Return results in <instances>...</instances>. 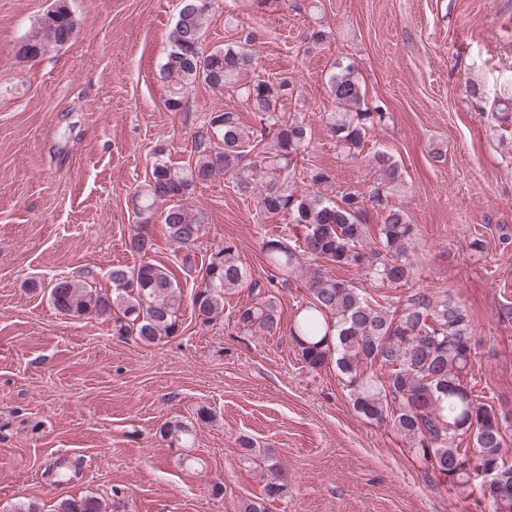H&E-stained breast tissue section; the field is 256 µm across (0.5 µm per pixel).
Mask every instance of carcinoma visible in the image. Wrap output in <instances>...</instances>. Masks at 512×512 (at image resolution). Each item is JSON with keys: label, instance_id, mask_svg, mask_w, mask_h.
<instances>
[{"label": "carcinoma", "instance_id": "obj_1", "mask_svg": "<svg viewBox=\"0 0 512 512\" xmlns=\"http://www.w3.org/2000/svg\"><path fill=\"white\" fill-rule=\"evenodd\" d=\"M180 2L172 48L160 69L169 89L166 108L183 110L189 92L201 82L239 96L255 113L256 126L245 128L237 112H212L192 136L187 165L170 163L158 150L150 179L136 193L135 213L143 223L128 239L129 251L139 255L140 262L112 267L110 293L88 284L94 278L90 270L83 280H55L48 288L53 308L63 316L109 322L112 335L134 336L144 344L178 335L183 294L172 267L146 259L152 248L149 220L158 203L167 204L161 224L182 254L180 270L194 272L209 215L187 200L197 186L225 178L241 198L255 199L261 214L280 216L303 231L292 245L281 235L263 242L269 263L287 278L300 275L306 290V301L290 327L303 363L311 369H335L356 413L391 423L412 456L448 483L473 485L494 512H512V463L501 453L507 427L491 405L477 399L468 382L474 344L467 310L448 294L420 290L395 304L377 300L324 267L327 262L354 268L364 281L394 289L408 286L417 225L403 208L391 204L403 187L399 165L387 152L374 150L371 164L379 176L369 193L346 189L334 199L323 197L316 188L331 175L318 166L305 169L313 190H300L298 159L311 146L312 128L300 114L285 109V102L298 96L293 80L266 79L257 72L261 29L250 27L237 40L204 52L209 8L197 0ZM75 30L67 0H55L19 52L37 58L72 41ZM327 86L341 111L326 114V127L338 153L357 160L386 113L367 105L351 63H334ZM371 209L381 217L374 247L368 246ZM202 270L192 310L205 325L223 315L224 292L247 280L238 243L225 239L211 250ZM251 286L256 298L238 308L236 325L253 336H272L281 324L276 297L263 292L256 279ZM191 432L179 420L160 428L172 443ZM240 445L245 457L263 460L264 500L281 498L286 484L273 451H258L246 438ZM114 496L109 502L96 496L63 498L55 512H124V501L119 493Z\"/></svg>", "mask_w": 512, "mask_h": 512}]
</instances>
